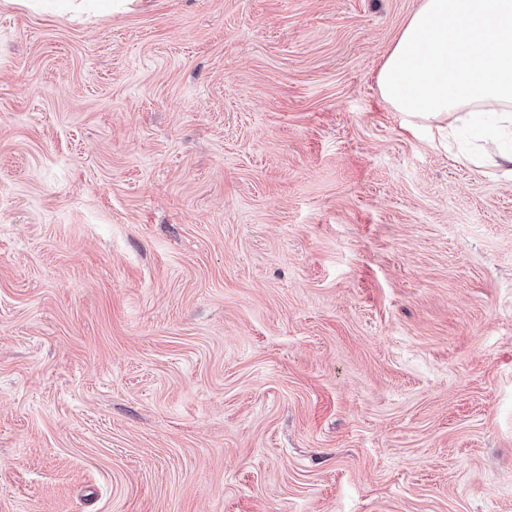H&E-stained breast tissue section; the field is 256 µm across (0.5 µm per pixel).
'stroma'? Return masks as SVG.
Returning a JSON list of instances; mask_svg holds the SVG:
<instances>
[{
    "instance_id": "35a3bbf8",
    "label": "stroma",
    "mask_w": 512,
    "mask_h": 512,
    "mask_svg": "<svg viewBox=\"0 0 512 512\" xmlns=\"http://www.w3.org/2000/svg\"><path fill=\"white\" fill-rule=\"evenodd\" d=\"M420 0H0V512H512V171L376 82Z\"/></svg>"
}]
</instances>
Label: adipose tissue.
Returning a JSON list of instances; mask_svg holds the SVG:
<instances>
[{"mask_svg":"<svg viewBox=\"0 0 512 512\" xmlns=\"http://www.w3.org/2000/svg\"><path fill=\"white\" fill-rule=\"evenodd\" d=\"M408 129L446 141L457 125L512 140V0H421L377 73Z\"/></svg>","mask_w":512,"mask_h":512,"instance_id":"ef3b65f1","label":"adipose tissue"}]
</instances>
